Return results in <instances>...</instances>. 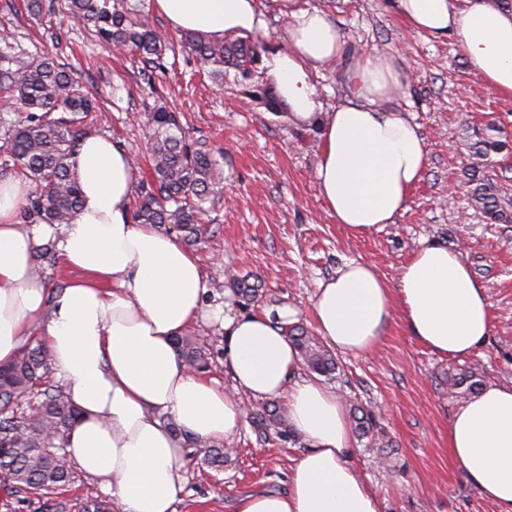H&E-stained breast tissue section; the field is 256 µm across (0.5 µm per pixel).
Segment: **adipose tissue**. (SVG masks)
<instances>
[{
    "instance_id": "ef3b65f1",
    "label": "adipose tissue",
    "mask_w": 512,
    "mask_h": 512,
    "mask_svg": "<svg viewBox=\"0 0 512 512\" xmlns=\"http://www.w3.org/2000/svg\"><path fill=\"white\" fill-rule=\"evenodd\" d=\"M177 32L215 40L267 31L257 0H148ZM414 30L455 37L489 90L512 97V8L490 0H390ZM288 48L265 67L296 122L316 125L322 143L317 179L328 213L355 236L393 223L428 166L418 125L392 106L401 72L395 57L361 52L345 71L349 100L327 110L314 98L313 74L342 58L345 41L318 8L287 15ZM82 204L66 224H24L29 194L17 176L0 179V363L40 337L81 418L71 430L73 462L99 480L118 512H175L185 478L184 438L218 441L243 422L235 395L285 397L290 426L309 442L281 494H248L235 512H381L351 457L353 432L342 401L319 382L295 380L300 357L282 331L295 313L204 311L197 259L175 234L136 223L139 173L107 136L82 142L75 157ZM54 240L67 268L82 277L49 297L35 274L36 250ZM316 329L338 352L361 355L381 339L392 316L434 353L463 357L492 330L487 290L462 252L421 245L396 282L372 263L345 262L319 282ZM224 327V359L233 391L189 371L172 340L203 316ZM451 459L496 504L512 512V384L485 387L448 425Z\"/></svg>"
}]
</instances>
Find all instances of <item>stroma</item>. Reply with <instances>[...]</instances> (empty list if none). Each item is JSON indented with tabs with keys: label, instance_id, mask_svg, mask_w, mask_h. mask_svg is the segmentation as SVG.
Wrapping results in <instances>:
<instances>
[{
	"label": "stroma",
	"instance_id": "35a3bbf8",
	"mask_svg": "<svg viewBox=\"0 0 512 512\" xmlns=\"http://www.w3.org/2000/svg\"><path fill=\"white\" fill-rule=\"evenodd\" d=\"M296 4L328 12L350 54H397L409 72L394 108L419 125L429 165L395 222L361 237L336 224L322 201L317 132L260 103L259 90L271 82L263 65L247 78L227 70L218 85L180 51L168 74L150 86L129 55L100 43L82 20L31 15L24 0H0V31L10 35L8 43L0 42V52L69 64L101 103L92 115L99 134L122 144L137 169H144L148 149L141 117L160 94L184 113L197 145L223 151V194L205 218L207 242L192 250L205 274V305L223 302L229 275L254 274L266 289L255 312L292 308L296 323L312 332L317 283L344 261H370L392 282L421 244L439 242L462 251L488 290L493 330L487 344L466 357L440 356L409 336L395 317L369 353L337 354L339 369L329 386L373 411L376 435L391 443L384 449L359 438L352 456L381 512H497L448 453V424L462 404L448 388L467 370L484 374L489 384L512 382V222L487 223L469 204L464 176L470 162L465 126L494 119L512 135V98L486 87L455 39L437 41L415 32L389 10L388 0ZM193 330L211 354L209 377L232 390L223 329L211 320ZM227 443L232 454L223 470L182 458L187 483L175 512H234L246 494L286 491L288 474L308 447L302 439L257 442L247 420ZM0 512L116 509L97 480L83 474L55 494L0 492Z\"/></svg>",
	"mask_w": 512,
	"mask_h": 512
}]
</instances>
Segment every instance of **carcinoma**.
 <instances>
[{
  "instance_id": "1",
  "label": "carcinoma",
  "mask_w": 512,
  "mask_h": 512,
  "mask_svg": "<svg viewBox=\"0 0 512 512\" xmlns=\"http://www.w3.org/2000/svg\"><path fill=\"white\" fill-rule=\"evenodd\" d=\"M58 4L85 22L100 41L138 56L140 75L147 83L166 71V58L175 47L167 35L151 26L144 0L134 4L130 0L27 2L36 16L55 12ZM181 45L215 81L223 80L224 70L230 68L246 77L259 60L257 43L233 36L213 41L204 34L184 33ZM0 61L8 63L0 66V92L26 112L0 145V171H17L34 184L20 211L23 222L66 224L81 202L73 155L82 139L95 135L88 116L99 108L71 71L52 58L24 63L0 54ZM147 127L150 178L139 187L134 220L175 231L185 244L198 245L207 232L201 224L205 204L214 203L221 189L223 155L190 142L178 113L163 104L148 113ZM469 139L470 204L486 220L506 222L507 202L487 170L492 157L512 152V141L493 120L472 129ZM231 282L245 304L262 293L259 282L248 276H234ZM284 331L311 371L334 376L336 361L303 328L292 325ZM175 349L188 366L198 371L208 368V353L197 336L177 337ZM52 365L48 349L35 340L0 366V477L3 487L12 492L51 494L76 479V472L59 466L58 459L67 451V435L78 410L69 394L51 382ZM251 418L264 440L272 428L284 439L293 437L273 401L251 412ZM353 421L363 435L374 427L373 416L360 407L353 410ZM190 446L192 456L202 457L207 466L224 467L223 447L198 438L191 439Z\"/></svg>"
}]
</instances>
